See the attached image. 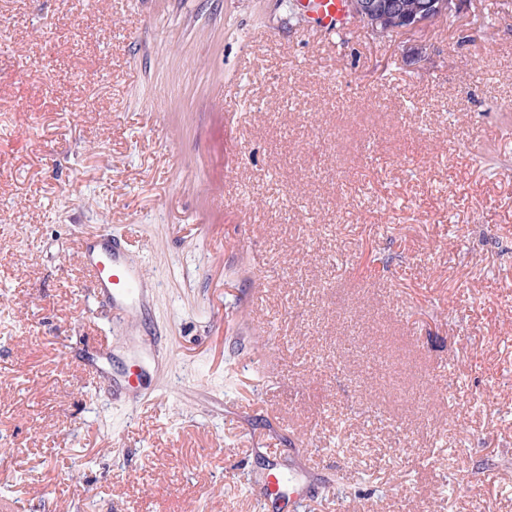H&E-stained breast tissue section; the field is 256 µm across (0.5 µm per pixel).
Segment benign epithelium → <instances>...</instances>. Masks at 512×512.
Listing matches in <instances>:
<instances>
[{
  "mask_svg": "<svg viewBox=\"0 0 512 512\" xmlns=\"http://www.w3.org/2000/svg\"><path fill=\"white\" fill-rule=\"evenodd\" d=\"M461 0H419L413 12L383 10L377 0H348V9L368 29L385 28L392 35L424 30L438 19L458 13Z\"/></svg>",
  "mask_w": 512,
  "mask_h": 512,
  "instance_id": "7a95c632",
  "label": "benign epithelium"
}]
</instances>
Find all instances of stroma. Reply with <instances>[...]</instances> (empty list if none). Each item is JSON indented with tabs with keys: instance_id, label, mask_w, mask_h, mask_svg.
Returning a JSON list of instances; mask_svg holds the SVG:
<instances>
[{
	"instance_id": "obj_1",
	"label": "stroma",
	"mask_w": 512,
	"mask_h": 512,
	"mask_svg": "<svg viewBox=\"0 0 512 512\" xmlns=\"http://www.w3.org/2000/svg\"><path fill=\"white\" fill-rule=\"evenodd\" d=\"M303 462L297 512H512V0H0V512H296ZM317 29L326 34L348 27L344 0H307ZM347 1L351 14L363 26L374 32L381 26L396 36L421 31L438 19L456 16L461 3V0H420L413 12L402 14L381 9L375 0ZM80 255L91 268L92 288L120 313L141 308L143 298L139 281L122 258L117 243L106 235L84 240Z\"/></svg>"
}]
</instances>
